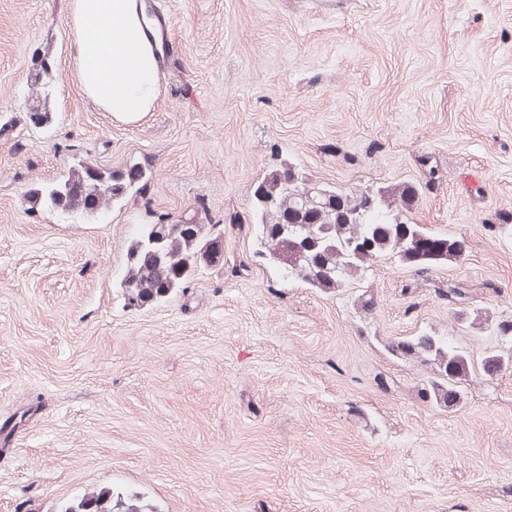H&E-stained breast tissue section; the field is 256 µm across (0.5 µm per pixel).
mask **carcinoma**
Returning <instances> with one entry per match:
<instances>
[{"label": "carcinoma", "mask_w": 512, "mask_h": 512, "mask_svg": "<svg viewBox=\"0 0 512 512\" xmlns=\"http://www.w3.org/2000/svg\"><path fill=\"white\" fill-rule=\"evenodd\" d=\"M146 172L137 165L112 171L83 163L64 179L36 188L29 200L64 212L94 213L118 205L140 189ZM415 199L408 186L352 193L336 187L309 186L296 166L285 162L267 173L253 191L255 230L268 256L283 275L302 280L323 292L344 286L345 278L387 254L425 273L437 263L457 259L464 241L436 235L408 221ZM224 231L206 225L197 216L179 221L144 224L131 239L120 287L130 307L165 299L199 266L224 261L220 240ZM418 236L431 237L433 247L420 251L410 246ZM393 353L436 367L430 398L456 406L459 383L470 372L466 354L446 336L425 332L391 345ZM61 512H158L137 493L102 487L66 502Z\"/></svg>", "instance_id": "obj_1"}]
</instances>
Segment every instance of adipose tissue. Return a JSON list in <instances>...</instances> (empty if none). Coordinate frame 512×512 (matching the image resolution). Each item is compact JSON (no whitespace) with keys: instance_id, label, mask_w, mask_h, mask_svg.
Masks as SVG:
<instances>
[{"instance_id":"1","label":"adipose tissue","mask_w":512,"mask_h":512,"mask_svg":"<svg viewBox=\"0 0 512 512\" xmlns=\"http://www.w3.org/2000/svg\"><path fill=\"white\" fill-rule=\"evenodd\" d=\"M68 22L71 60L85 96L123 123L153 111L163 65L157 23L144 0H69Z\"/></svg>"}]
</instances>
